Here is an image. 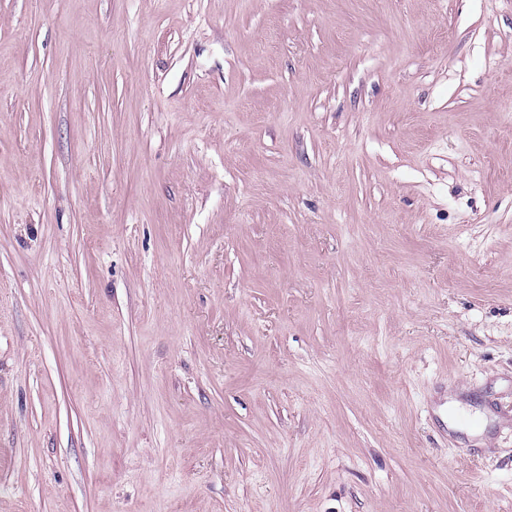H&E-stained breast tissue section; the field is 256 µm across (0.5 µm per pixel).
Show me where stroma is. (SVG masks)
<instances>
[{
    "label": "stroma",
    "instance_id": "obj_1",
    "mask_svg": "<svg viewBox=\"0 0 512 512\" xmlns=\"http://www.w3.org/2000/svg\"><path fill=\"white\" fill-rule=\"evenodd\" d=\"M0 512H512V0H0Z\"/></svg>",
    "mask_w": 512,
    "mask_h": 512
}]
</instances>
